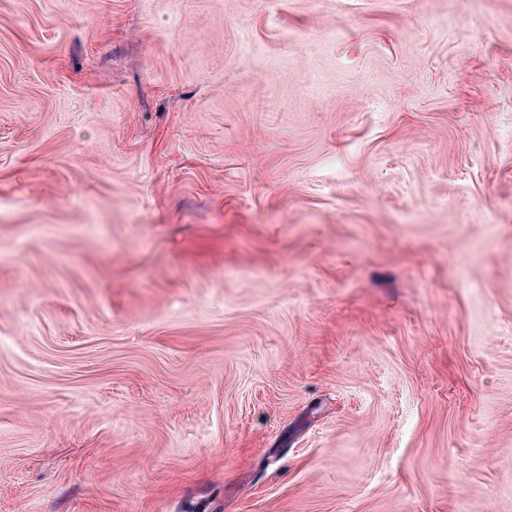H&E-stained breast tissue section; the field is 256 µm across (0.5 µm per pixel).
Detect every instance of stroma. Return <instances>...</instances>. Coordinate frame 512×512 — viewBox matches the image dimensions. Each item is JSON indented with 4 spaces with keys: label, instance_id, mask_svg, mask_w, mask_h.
<instances>
[{
    "label": "stroma",
    "instance_id": "stroma-1",
    "mask_svg": "<svg viewBox=\"0 0 512 512\" xmlns=\"http://www.w3.org/2000/svg\"><path fill=\"white\" fill-rule=\"evenodd\" d=\"M0 512H512V0H0Z\"/></svg>",
    "mask_w": 512,
    "mask_h": 512
}]
</instances>
